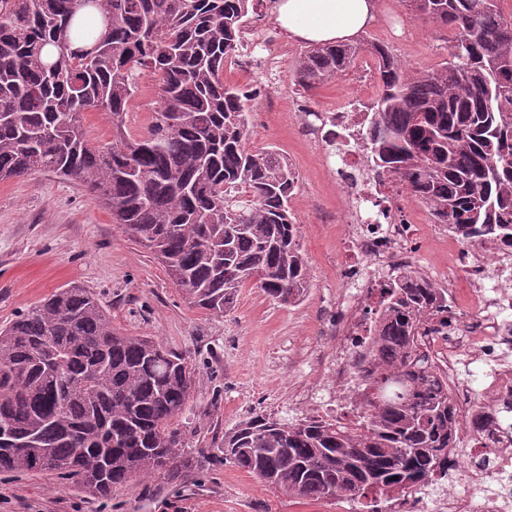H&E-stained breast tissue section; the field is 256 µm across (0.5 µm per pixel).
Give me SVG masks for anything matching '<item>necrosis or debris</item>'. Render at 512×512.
<instances>
[{
  "label": "necrosis or debris",
  "instance_id": "1",
  "mask_svg": "<svg viewBox=\"0 0 512 512\" xmlns=\"http://www.w3.org/2000/svg\"><path fill=\"white\" fill-rule=\"evenodd\" d=\"M367 122L365 98L333 110L331 124L341 148L321 156L345 199L341 222L355 257L344 268L351 284L329 330L336 349L321 363L340 415L361 399L362 381L354 359L377 324L368 312L374 283L386 272L412 269L419 222L418 217L403 214L401 188L382 187L374 178L362 147ZM502 261L497 249L475 248L469 254L465 273L471 286V335L458 337L427 328L421 337L449 397L465 415L489 414V427L470 437L466 447L449 449L448 486L441 493L434 496L424 488L395 495L384 502L383 512H512V366L500 357L512 349V296L491 275Z\"/></svg>",
  "mask_w": 512,
  "mask_h": 512
}]
</instances>
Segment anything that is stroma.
Returning a JSON list of instances; mask_svg holds the SVG:
<instances>
[{"mask_svg": "<svg viewBox=\"0 0 512 512\" xmlns=\"http://www.w3.org/2000/svg\"><path fill=\"white\" fill-rule=\"evenodd\" d=\"M378 4L380 18L411 26L407 40L393 47L398 57L416 69L442 66L448 54L446 32L410 18L400 0ZM271 8L270 0H264L260 25L274 32L270 51L278 66L273 76L259 68L246 73L228 66L224 80L255 94L249 112L251 146H276L298 175L291 207L309 268L304 300L283 306L247 286L229 315L207 314L188 304L163 265L113 224L110 213L79 184L47 171L0 182V326L55 290L76 284L96 294L113 327L182 353L196 377L189 407L173 423L196 456L178 480L135 478L108 498L93 500L50 474L0 473V512H339L338 500L275 492L213 458L225 431L250 416L300 419L334 413L328 396L304 406L295 389L320 378L319 361L331 350L326 330L339 314L342 268L350 259L339 221L345 201L318 149L299 137L300 115L292 101L301 97L327 112L351 95L372 99L378 91L375 63L366 53L345 75L319 89L296 86L292 69L306 45L275 32ZM137 84L125 116L132 133L146 130L157 104L156 76L143 72ZM414 255L432 270L437 287L466 300L465 259L449 256L438 225H420Z\"/></svg>", "mask_w": 512, "mask_h": 512, "instance_id": "obj_1", "label": "stroma"}]
</instances>
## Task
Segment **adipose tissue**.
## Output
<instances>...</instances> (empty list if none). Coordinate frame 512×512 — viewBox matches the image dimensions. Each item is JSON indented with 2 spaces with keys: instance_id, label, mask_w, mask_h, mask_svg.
Segmentation results:
<instances>
[{
  "instance_id": "1",
  "label": "adipose tissue",
  "mask_w": 512,
  "mask_h": 512,
  "mask_svg": "<svg viewBox=\"0 0 512 512\" xmlns=\"http://www.w3.org/2000/svg\"><path fill=\"white\" fill-rule=\"evenodd\" d=\"M376 12L377 0H275L273 5L282 34L314 46L352 41Z\"/></svg>"
}]
</instances>
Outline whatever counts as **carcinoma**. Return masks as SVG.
I'll return each instance as SVG.
<instances>
[{
    "label": "carcinoma",
    "mask_w": 512,
    "mask_h": 512,
    "mask_svg": "<svg viewBox=\"0 0 512 512\" xmlns=\"http://www.w3.org/2000/svg\"><path fill=\"white\" fill-rule=\"evenodd\" d=\"M254 2L0 0V181L47 170L80 183L212 315L247 285L282 305L309 288L289 207L296 171L276 147H250L251 95L223 80ZM401 2L450 31L444 66L411 69L384 43L325 45L301 54L294 82L314 90L369 51L379 92L364 147L376 178L464 242L512 249V20L497 0ZM144 70L159 100L146 132L131 134L124 115ZM93 110L112 115V143L89 144L82 115ZM377 295L356 415L257 414L224 434L217 458L277 492L344 496L359 512L448 477L445 448L488 424L478 412L461 428L426 379L417 332L447 318L448 298L413 271ZM193 385L182 355L112 327L87 289L59 288L0 328V472L55 474L94 499L134 477L176 479L195 459L172 429Z\"/></svg>",
    "instance_id": "cac0c4a2"
}]
</instances>
